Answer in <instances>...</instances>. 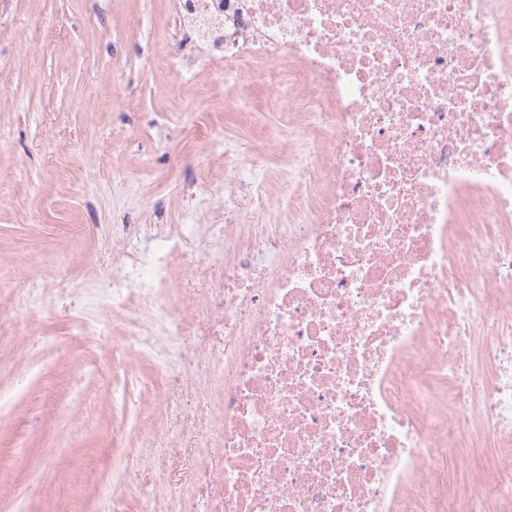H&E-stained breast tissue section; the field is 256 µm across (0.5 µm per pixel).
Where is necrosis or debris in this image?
Returning a JSON list of instances; mask_svg holds the SVG:
<instances>
[{
	"label": "necrosis or debris",
	"instance_id": "necrosis-or-debris-1",
	"mask_svg": "<svg viewBox=\"0 0 512 512\" xmlns=\"http://www.w3.org/2000/svg\"><path fill=\"white\" fill-rule=\"evenodd\" d=\"M188 42L270 77L289 141L224 175L200 238L153 224L82 298L91 350L208 404L193 490L166 512H512V0H174ZM281 201L278 210L259 196ZM197 265L200 309L147 253ZM491 443L476 487L448 467Z\"/></svg>",
	"mask_w": 512,
	"mask_h": 512
}]
</instances>
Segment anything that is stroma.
Here are the masks:
<instances>
[{
  "mask_svg": "<svg viewBox=\"0 0 512 512\" xmlns=\"http://www.w3.org/2000/svg\"><path fill=\"white\" fill-rule=\"evenodd\" d=\"M177 52L171 0H0V308L22 288L111 276L123 225L223 223L224 141L244 138L246 164L281 107L221 66L163 67ZM77 321L63 306L28 316L0 367V391L14 394L0 411V512L33 482L24 512H97L129 448L146 457L126 512L172 477L190 492L199 455L220 461L205 434L168 467L155 439H180L189 405L144 390L148 363L81 367ZM29 336L47 347L27 351Z\"/></svg>",
  "mask_w": 512,
  "mask_h": 512,
  "instance_id": "35a3bbf8",
  "label": "stroma"
}]
</instances>
